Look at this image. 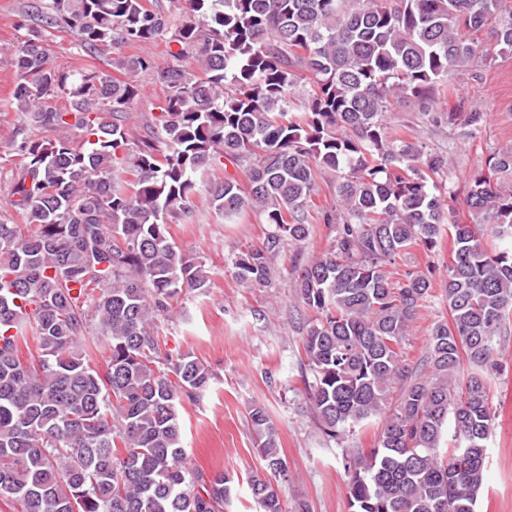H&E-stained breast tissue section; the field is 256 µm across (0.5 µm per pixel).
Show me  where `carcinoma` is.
Listing matches in <instances>:
<instances>
[{"label":"carcinoma","instance_id":"cac0c4a2","mask_svg":"<svg viewBox=\"0 0 512 512\" xmlns=\"http://www.w3.org/2000/svg\"><path fill=\"white\" fill-rule=\"evenodd\" d=\"M24 0L10 49L18 172L0 219V500L17 512H225L234 478L191 465L180 409L210 367L167 349L162 320L210 272L174 241L195 176L225 159L211 190L224 216L252 210L268 232L231 258L248 288L271 284V257L309 238L317 178L336 173L340 208L324 252L300 269V378L319 429L336 441L383 418L345 464L350 512H476L496 414L491 385L512 334V147L464 183L471 221L445 216L448 155L390 121L402 102L471 138L478 100L439 107L456 77L489 59L478 34L512 52V0ZM86 53L164 37L156 123L125 124L133 78L153 59L64 69L50 41ZM300 106L290 105L298 86ZM65 105H59V100ZM448 264L402 268L412 250ZM448 318L419 361L402 349L434 286ZM107 350L92 366L88 342ZM261 470L259 512H286L288 461L263 404L249 410Z\"/></svg>","mask_w":512,"mask_h":512}]
</instances>
